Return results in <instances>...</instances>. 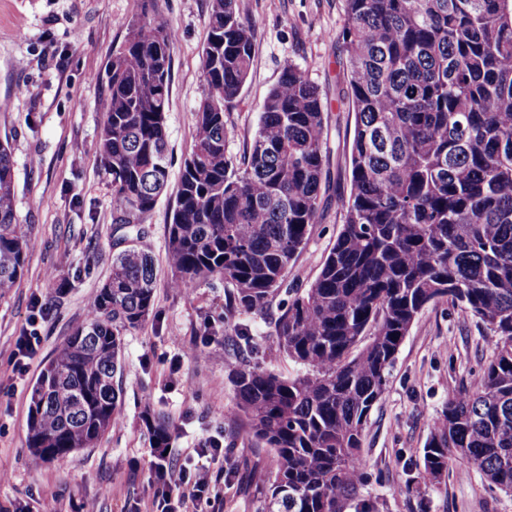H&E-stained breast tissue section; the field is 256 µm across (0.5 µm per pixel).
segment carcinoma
Listing matches in <instances>:
<instances>
[{
	"instance_id": "cac0c4a2",
	"label": "carcinoma",
	"mask_w": 512,
	"mask_h": 512,
	"mask_svg": "<svg viewBox=\"0 0 512 512\" xmlns=\"http://www.w3.org/2000/svg\"><path fill=\"white\" fill-rule=\"evenodd\" d=\"M341 39L355 111L343 225L316 277L288 284L329 186L326 101L290 65L265 96L243 166L228 152V106L253 62L238 0H211L195 111L167 229L170 285L224 278L229 345L253 350L241 313L276 307L278 351L302 371L232 374L235 417L269 448L256 512H343L365 477L360 450L399 347L446 300L496 336L453 392L423 448V477L461 458L512 494V0H346ZM173 32L148 11L112 52L98 151L112 177L115 232L136 237L166 190ZM33 229L18 221L12 152L0 143V296L20 280ZM152 256L112 257L94 310L33 386L32 457L63 461L121 419L122 336L153 313ZM159 462L165 418H145Z\"/></svg>"
}]
</instances>
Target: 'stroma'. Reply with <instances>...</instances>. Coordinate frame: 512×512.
I'll list each match as a JSON object with an SVG mask.
<instances>
[{"label": "stroma", "instance_id": "35a3bbf8", "mask_svg": "<svg viewBox=\"0 0 512 512\" xmlns=\"http://www.w3.org/2000/svg\"><path fill=\"white\" fill-rule=\"evenodd\" d=\"M253 28L249 77L228 109V151L242 162L259 123L260 106L287 66L318 85L327 101L330 183L305 250L290 280L305 284L319 272L343 224L349 191L355 114L348 100L340 32L345 0H239ZM209 0H0V141L11 145L17 216L31 225L34 243L25 271L0 297V512H157L162 487L153 476L154 450L143 424L146 411L173 427L171 467H188L189 448L221 446L237 465L224 489L223 512H255L270 468L266 448L231 417L235 403L224 355L223 278L185 293L168 285L167 226L183 161L192 151L194 111L203 94L202 47ZM149 13L175 33L167 112L168 191L148 214L140 247L155 261L153 316L123 337L120 428L64 462L29 464V396L56 348L83 322L86 303L108 277L124 248L112 224V178L97 154L107 92L106 70L128 21ZM42 316H35V302ZM257 350L249 357L276 372L296 373L279 354L270 318L242 314ZM35 328L39 352L20 363L16 339ZM494 336L448 301L426 307L404 338L385 390L363 433L366 478L344 512L359 500L377 512H512V495L490 489L464 461L436 481L422 479L423 448L449 393L469 382L493 353ZM52 484L57 497L40 489Z\"/></svg>", "mask_w": 512, "mask_h": 512}]
</instances>
